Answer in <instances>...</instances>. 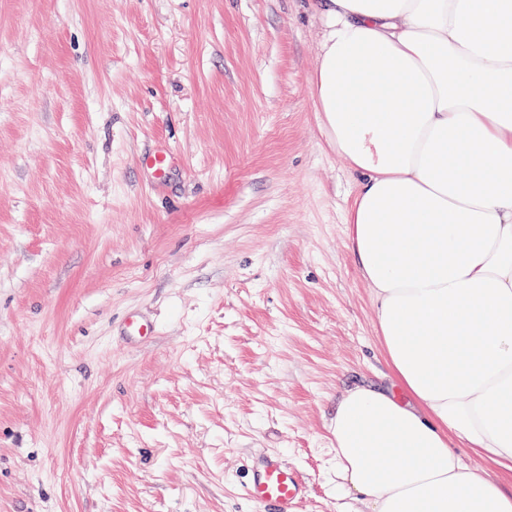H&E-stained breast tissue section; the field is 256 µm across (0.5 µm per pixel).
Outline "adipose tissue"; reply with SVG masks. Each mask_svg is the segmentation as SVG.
<instances>
[{
    "mask_svg": "<svg viewBox=\"0 0 512 512\" xmlns=\"http://www.w3.org/2000/svg\"><path fill=\"white\" fill-rule=\"evenodd\" d=\"M315 11L311 93L395 379L339 398L336 474L368 512H512L450 447L512 471V0Z\"/></svg>",
    "mask_w": 512,
    "mask_h": 512,
    "instance_id": "adipose-tissue-1",
    "label": "adipose tissue"
}]
</instances>
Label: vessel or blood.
I'll list each match as a JSON object with an SVG mask.
<instances>
[{"instance_id":"1","label":"vessel or blood","mask_w":512,"mask_h":512,"mask_svg":"<svg viewBox=\"0 0 512 512\" xmlns=\"http://www.w3.org/2000/svg\"><path fill=\"white\" fill-rule=\"evenodd\" d=\"M246 495L264 512H289L305 495L302 476L275 455L253 458L245 484Z\"/></svg>"}]
</instances>
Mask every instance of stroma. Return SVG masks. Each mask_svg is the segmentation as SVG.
<instances>
[{"label":"stroma","instance_id":"stroma-1","mask_svg":"<svg viewBox=\"0 0 512 512\" xmlns=\"http://www.w3.org/2000/svg\"><path fill=\"white\" fill-rule=\"evenodd\" d=\"M322 37L309 0H0V512H260L265 452L292 512H362L328 424L394 379ZM244 488L264 512H288L306 491L302 476L272 454L253 458Z\"/></svg>","mask_w":512,"mask_h":512}]
</instances>
